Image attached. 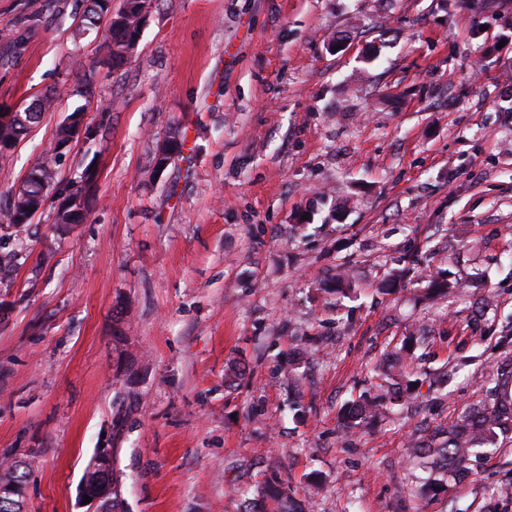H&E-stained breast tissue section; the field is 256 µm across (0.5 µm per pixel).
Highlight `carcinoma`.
<instances>
[{"mask_svg": "<svg viewBox=\"0 0 512 512\" xmlns=\"http://www.w3.org/2000/svg\"><path fill=\"white\" fill-rule=\"evenodd\" d=\"M81 22L87 25L105 23L108 34V60L112 63L124 61V52L130 44L139 39L137 29V9L141 0H126L130 12L120 23L107 16L108 0H85ZM473 9L495 14L512 9V0H463ZM57 95H45L30 104V109L22 112L21 118H11L0 125V138L14 145L24 139L32 127L38 125L44 113L50 111ZM57 161L53 152L43 154L35 163L29 175L13 196L4 220L0 222V237L11 238L20 234L28 223L20 220V215L35 213L49 198L60 190L56 182ZM97 179L86 171L70 181L67 188L72 190L74 206L83 204ZM462 284L449 283L440 275L426 279V288L420 295L422 300H432L440 294H449ZM357 288L350 274L343 268L336 271L333 287L328 293L336 295V301L351 298ZM428 343L426 331L418 329L394 348L384 359L372 367L376 393L365 394L341 414L342 432L347 435L365 431L373 422L393 413L404 405L414 392L410 379L409 366L422 359L417 351ZM512 435V356L495 362L481 387L480 399L463 408L448 426L419 438L409 445L414 465L427 474L420 486V494L434 496L448 490V483L455 480L458 473L475 466L500 447V439ZM12 482L23 483L19 466L11 463L0 464V485ZM259 495L271 503L272 512H305L296 499L291 487L278 479L267 480L261 486Z\"/></svg>", "mask_w": 512, "mask_h": 512, "instance_id": "carcinoma-1", "label": "carcinoma"}]
</instances>
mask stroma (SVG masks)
Here are the masks:
<instances>
[{
    "label": "stroma",
    "instance_id": "stroma-1",
    "mask_svg": "<svg viewBox=\"0 0 512 512\" xmlns=\"http://www.w3.org/2000/svg\"><path fill=\"white\" fill-rule=\"evenodd\" d=\"M84 8L0 0V112L59 94L0 153V213L67 113L99 128L57 167L98 169L84 222L56 231L52 201L0 240V459L28 464L25 512H88L101 448L125 512H242L271 477L307 512H512L485 493L512 482V442L417 502L407 454L512 355V27L460 0H151L132 58L107 68ZM93 69V100L65 96ZM175 129L186 145L156 173ZM340 265L360 295L324 306ZM396 269L400 296L380 294ZM432 271L465 289L418 301ZM422 323V370L460 366L447 396L345 438L342 405ZM306 335L324 344L299 417L288 351Z\"/></svg>",
    "mask_w": 512,
    "mask_h": 512
}]
</instances>
